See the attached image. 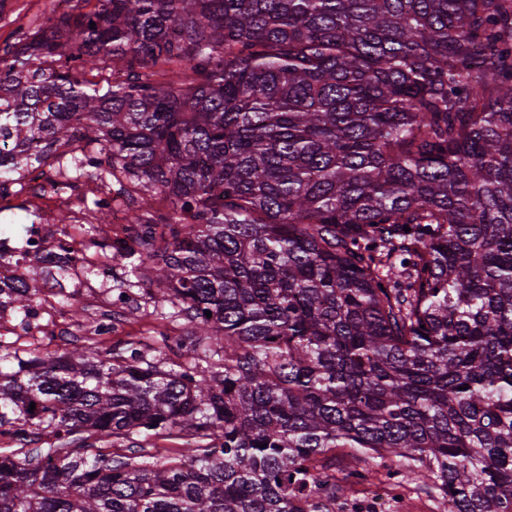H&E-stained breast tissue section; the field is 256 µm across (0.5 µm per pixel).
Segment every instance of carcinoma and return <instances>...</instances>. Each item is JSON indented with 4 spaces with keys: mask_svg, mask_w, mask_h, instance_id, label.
I'll use <instances>...</instances> for the list:
<instances>
[{
    "mask_svg": "<svg viewBox=\"0 0 512 512\" xmlns=\"http://www.w3.org/2000/svg\"><path fill=\"white\" fill-rule=\"evenodd\" d=\"M81 2L0 58V187L75 147L127 182L129 287L191 328L0 353V512H333L338 448L512 512V0ZM180 435L181 438H178L179 436H175V434L173 436H166L164 434L150 436L146 439L143 436L134 435V440H125L120 442L121 444H116L115 447H109L110 445H103L102 443H97L96 446L98 448H105L103 451L112 453V456L116 458L123 457V460L129 458V461L132 463L154 462L156 460L155 457L160 456L157 453L158 448H166V453H168L172 448L182 447L181 444L186 439H191V436H188L186 432H182Z\"/></svg>",
    "mask_w": 512,
    "mask_h": 512,
    "instance_id": "cac0c4a2",
    "label": "carcinoma"
}]
</instances>
